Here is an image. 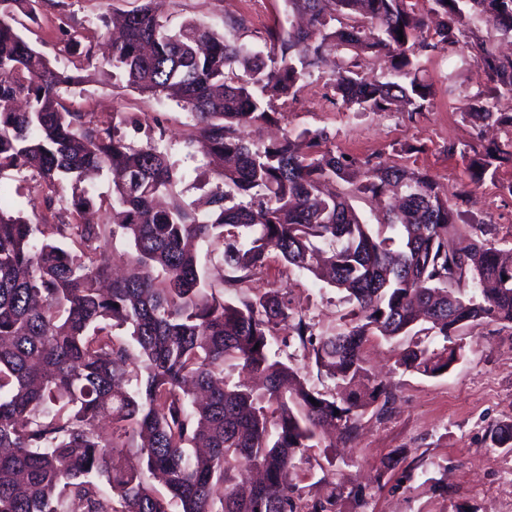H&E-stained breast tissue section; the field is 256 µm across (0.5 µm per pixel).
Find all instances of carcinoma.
<instances>
[{
  "instance_id": "1",
  "label": "carcinoma",
  "mask_w": 512,
  "mask_h": 512,
  "mask_svg": "<svg viewBox=\"0 0 512 512\" xmlns=\"http://www.w3.org/2000/svg\"><path fill=\"white\" fill-rule=\"evenodd\" d=\"M32 2L0 0V178L31 173L47 210L71 192L72 219L34 224L0 203V512H336L337 487L297 503L292 481L314 468L319 426L346 440L369 407L391 401L390 383L364 365L365 344L419 327L442 347L409 345L396 364L441 375L462 357L463 330L512 325V248L490 243L486 224L457 223L431 175L367 158L354 194L403 190L373 228L336 192L351 162L320 134L257 145L246 129L284 119L276 102L295 98L328 52L347 111L425 112L433 89L419 77L421 53L463 44L490 83L466 114L507 130L469 158L477 186L512 162V58L470 16L512 37V0H425V13L413 0H285L306 23L270 30L265 52L193 21L174 30L142 0L122 15L108 65L191 116L186 147L220 160L205 211L181 200L184 174L158 141L135 145L115 115L64 105L80 76L23 35ZM370 59L384 79L364 77ZM103 169L110 225L85 218L105 202L78 188ZM111 237L129 246V271L114 279ZM210 238L224 240L218 283L196 251ZM275 257L327 273L348 304L338 328L316 332L284 288L234 292ZM299 352L333 388L311 387L290 365ZM490 438L511 448L512 424Z\"/></svg>"
}]
</instances>
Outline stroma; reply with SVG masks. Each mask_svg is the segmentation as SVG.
I'll return each instance as SVG.
<instances>
[{
	"mask_svg": "<svg viewBox=\"0 0 512 512\" xmlns=\"http://www.w3.org/2000/svg\"><path fill=\"white\" fill-rule=\"evenodd\" d=\"M139 3L37 0V21L26 36L51 61L74 70L82 59L68 48L71 35L102 40L104 20ZM161 8L172 26L195 21L258 50L264 49L270 29L289 24L285 0H163ZM236 18L244 19L243 28L226 27V20ZM420 65L421 78L434 91L428 111H344L332 102L334 63L329 60L286 106L281 126L256 125L248 128L247 137L261 143L284 130L307 129L351 159L394 162L428 173L451 199L459 223L494 225L491 242L511 247L512 195L506 187L512 184V165H502L468 201L455 197L468 181L461 149L479 150L505 136L504 129L482 126L462 113L467 95L488 90L485 74L462 47L447 54L425 53ZM64 101L80 112L136 118V125L123 128L129 142L162 136L187 173L176 187L185 203L197 202L213 188L208 168L186 157L191 120L177 101L155 102L102 73L69 88ZM451 145L457 153H448ZM251 285L259 290L285 286L293 304L322 331L337 327L346 309L341 292L311 274L284 268L275 258L256 271ZM462 338V358L437 377L394 370L392 344L371 340L364 350L365 365L376 376L390 378L395 399L384 408L370 407L351 441L341 442L331 431L315 439L319 465L300 482L302 496L323 494L328 482L341 481L360 494L341 496L337 512H512V450L494 447L489 438L491 427L512 424V327L483 324L463 331ZM395 450L402 451L404 463L383 471V460Z\"/></svg>",
	"mask_w": 512,
	"mask_h": 512,
	"instance_id": "stroma-1",
	"label": "stroma"
}]
</instances>
